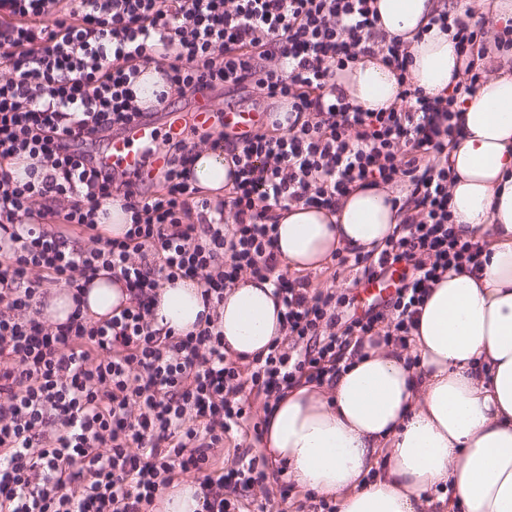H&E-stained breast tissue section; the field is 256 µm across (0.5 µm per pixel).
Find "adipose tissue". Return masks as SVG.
Returning a JSON list of instances; mask_svg holds the SVG:
<instances>
[{
  "mask_svg": "<svg viewBox=\"0 0 512 512\" xmlns=\"http://www.w3.org/2000/svg\"><path fill=\"white\" fill-rule=\"evenodd\" d=\"M383 31L406 42L414 87L445 94L462 78L448 35L430 19L448 0H376ZM463 106L448 150L456 178L450 206L465 235L486 240L478 271L447 273L430 290L407 354L362 346L331 385L286 390L264 419L274 464L302 490L337 499L340 512H512V53ZM340 82L373 111L400 105L397 75L364 58ZM193 179L208 196L223 194V151L198 152ZM395 191L359 188L336 213L303 205L276 213L283 269H321L338 250L382 245L400 221ZM273 280L244 277L224 290V347L249 362L283 338ZM88 313L104 317L128 294L108 273L86 290ZM204 311L191 280L159 288L155 321L175 331L200 328ZM416 364H408L407 356ZM198 481L178 479L156 512H200Z\"/></svg>",
  "mask_w": 512,
  "mask_h": 512,
  "instance_id": "1",
  "label": "adipose tissue"
}]
</instances>
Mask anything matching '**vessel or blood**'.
Segmentation results:
<instances>
[{
  "label": "vessel or blood",
  "instance_id": "b4317fda",
  "mask_svg": "<svg viewBox=\"0 0 512 512\" xmlns=\"http://www.w3.org/2000/svg\"><path fill=\"white\" fill-rule=\"evenodd\" d=\"M194 118L199 125L212 127L223 125L226 133L241 135L252 132L263 123L259 112L228 111L217 116L211 103L203 97L197 98ZM182 127L180 120L171 121L166 129H158L153 122L142 120L126 128L124 133L113 138L108 149L96 160L97 166L137 174L144 182L157 181L164 171L166 160L156 151L161 132L177 134Z\"/></svg>",
  "mask_w": 512,
  "mask_h": 512
}]
</instances>
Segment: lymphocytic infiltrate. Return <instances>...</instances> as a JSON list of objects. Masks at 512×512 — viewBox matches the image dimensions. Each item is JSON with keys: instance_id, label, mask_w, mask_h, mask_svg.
<instances>
[{"instance_id": "obj_1", "label": "lymphocytic infiltrate", "mask_w": 512, "mask_h": 512, "mask_svg": "<svg viewBox=\"0 0 512 512\" xmlns=\"http://www.w3.org/2000/svg\"><path fill=\"white\" fill-rule=\"evenodd\" d=\"M378 21L375 0H0V512H151L190 477L208 486L201 512H269L288 499L285 467L266 472L249 445L216 468L252 398L268 414L296 383H331L353 342L407 348L429 288L481 266L486 241L463 235L450 208L448 148L461 98L492 50H512V26L491 34L457 10L434 16L464 79L433 96L413 87L407 45ZM364 57L396 72L400 106L365 111L337 84ZM148 65L165 84L159 106L231 89L270 121L232 137L184 113L149 193L89 168L86 143L151 117L133 90ZM204 147L230 165L215 200L192 180ZM22 158L21 180L11 163ZM372 183L402 190L403 218L380 249L351 257L367 280L398 276L393 296L363 309L353 288L281 270L273 212H333ZM115 199L131 214L120 238L98 232ZM75 231L85 245H72ZM103 270L128 305L45 316L49 289L80 290ZM243 274L273 279L285 331L245 365L225 352L222 326L224 290ZM183 279L213 314L181 334L155 324L152 302Z\"/></svg>"}]
</instances>
